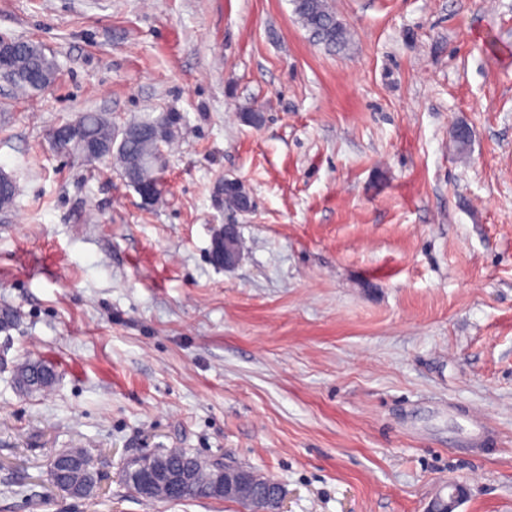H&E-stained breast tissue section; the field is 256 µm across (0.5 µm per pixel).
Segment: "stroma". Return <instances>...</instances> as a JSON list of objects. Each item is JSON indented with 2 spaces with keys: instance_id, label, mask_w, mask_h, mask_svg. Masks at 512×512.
I'll return each mask as SVG.
<instances>
[{
  "instance_id": "stroma-1",
  "label": "stroma",
  "mask_w": 512,
  "mask_h": 512,
  "mask_svg": "<svg viewBox=\"0 0 512 512\" xmlns=\"http://www.w3.org/2000/svg\"><path fill=\"white\" fill-rule=\"evenodd\" d=\"M331 3L336 52L292 0H0L58 67L0 81V512H250L126 486L169 448L270 476L284 512H424L451 482L459 512H512V0ZM90 111L180 115L162 202L53 148ZM28 360L50 391L15 388ZM77 448L97 496L50 482ZM234 224H224L217 230L211 251L212 262L224 269L237 265L240 258L239 242L234 234ZM55 378L54 368L45 361H26L13 373L14 384L28 391H46L54 384Z\"/></svg>"
}]
</instances>
